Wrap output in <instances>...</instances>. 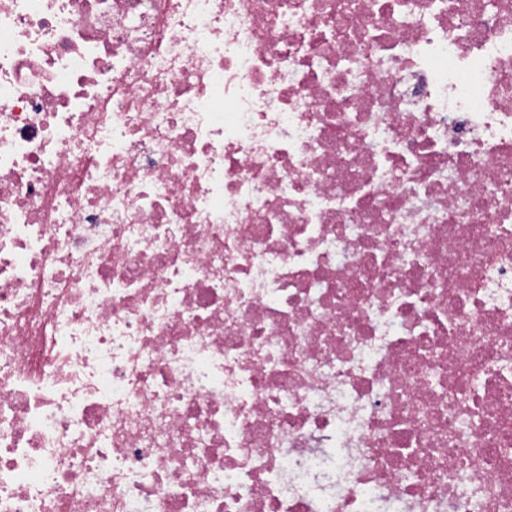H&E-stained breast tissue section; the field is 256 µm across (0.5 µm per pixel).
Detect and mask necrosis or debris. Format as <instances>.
<instances>
[{"instance_id":"1","label":"necrosis or debris","mask_w":512,"mask_h":512,"mask_svg":"<svg viewBox=\"0 0 512 512\" xmlns=\"http://www.w3.org/2000/svg\"><path fill=\"white\" fill-rule=\"evenodd\" d=\"M0 512H512V0H0Z\"/></svg>"}]
</instances>
